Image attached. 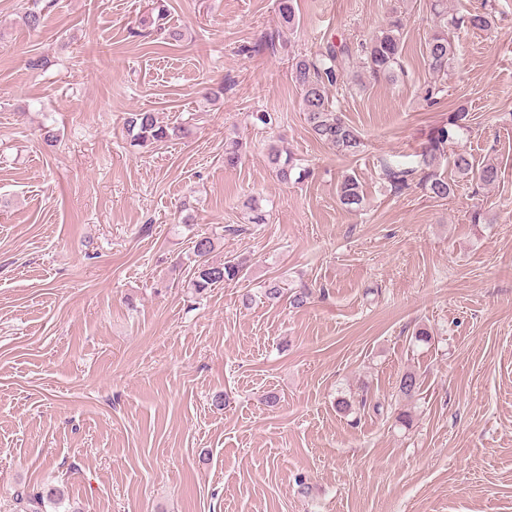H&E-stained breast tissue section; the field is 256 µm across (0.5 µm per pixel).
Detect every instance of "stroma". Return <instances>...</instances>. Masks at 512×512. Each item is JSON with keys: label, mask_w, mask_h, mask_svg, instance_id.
I'll return each instance as SVG.
<instances>
[{"label": "stroma", "mask_w": 512, "mask_h": 512, "mask_svg": "<svg viewBox=\"0 0 512 512\" xmlns=\"http://www.w3.org/2000/svg\"><path fill=\"white\" fill-rule=\"evenodd\" d=\"M492 2L431 97L427 0H297L292 30L276 0H163L160 31L139 24L150 0H57L34 30L33 0H0V512L43 483L65 512H512V0ZM395 10L403 74L330 90L365 143L341 155L309 132L291 63ZM461 108L457 146L497 183L444 163L447 199L423 169L391 187L383 164L416 163ZM139 110L193 133L131 145ZM272 145L302 179L278 180ZM347 175L361 210L338 200ZM200 234L246 267L198 294ZM272 280L309 304L264 302Z\"/></svg>", "instance_id": "stroma-1"}]
</instances>
